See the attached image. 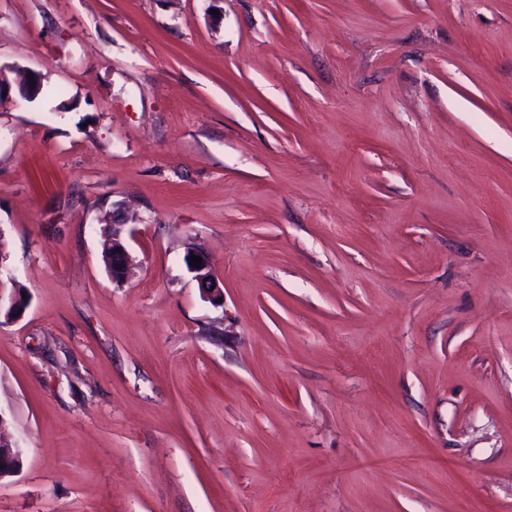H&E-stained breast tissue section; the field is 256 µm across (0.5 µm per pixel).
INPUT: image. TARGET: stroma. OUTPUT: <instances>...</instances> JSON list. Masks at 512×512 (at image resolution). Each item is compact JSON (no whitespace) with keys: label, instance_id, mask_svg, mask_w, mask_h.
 Wrapping results in <instances>:
<instances>
[{"label":"stroma","instance_id":"1","mask_svg":"<svg viewBox=\"0 0 512 512\" xmlns=\"http://www.w3.org/2000/svg\"><path fill=\"white\" fill-rule=\"evenodd\" d=\"M0 87V512H512V0H0ZM127 224V220L121 217L120 220L114 221L112 225V243L109 247L108 256H112V268L109 267L110 259L107 256L105 265L108 268L114 282L125 280L132 266V258L121 237V230L117 227H123ZM109 261V262H108ZM191 254L201 257V266H196L194 263L193 265H190L189 257ZM186 261L189 269L195 274V279L198 282L199 288L202 290L203 296L214 305L223 304V291L219 285L218 279L214 275L212 263L209 257L202 252L196 251L188 253Z\"/></svg>","mask_w":512,"mask_h":512}]
</instances>
